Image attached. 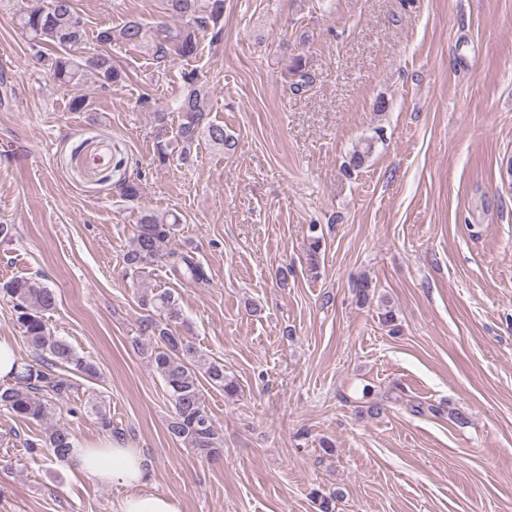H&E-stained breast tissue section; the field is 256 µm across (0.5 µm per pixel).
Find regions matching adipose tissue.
Here are the masks:
<instances>
[{"instance_id":"1","label":"adipose tissue","mask_w":512,"mask_h":512,"mask_svg":"<svg viewBox=\"0 0 512 512\" xmlns=\"http://www.w3.org/2000/svg\"><path fill=\"white\" fill-rule=\"evenodd\" d=\"M73 463L86 477L126 488L120 512H181L180 502L175 497L142 492V485L151 477L153 463L140 449L109 438L96 445L77 447Z\"/></svg>"}]
</instances>
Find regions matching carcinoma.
Listing matches in <instances>:
<instances>
[{
	"mask_svg": "<svg viewBox=\"0 0 512 512\" xmlns=\"http://www.w3.org/2000/svg\"><path fill=\"white\" fill-rule=\"evenodd\" d=\"M167 17L179 22L172 27L159 23L148 30L143 23L132 20L121 26L104 27L96 41L104 51L92 56L70 53L73 46L85 41L83 17L74 0H47L43 6L21 11L22 31L29 36L30 49L37 63L55 83L73 91L71 109L86 106L83 87L90 81L107 89L125 79L124 72L112 62L105 51L110 46L138 47L149 43L154 60L163 62L172 56L190 57L196 53L199 36L208 35L215 42L222 40L224 0H163ZM292 72L295 88L303 91L312 77L295 60ZM186 90L174 102V111L181 115L175 139L182 144L181 161L192 160L191 150L199 139L229 148L232 137L224 126L210 119L208 91L196 71L183 72ZM142 174L118 185L119 196L136 199L141 193ZM175 223L164 214L144 212L140 215L137 234L124 254L128 269L137 273L149 266L164 263L173 275L196 284H207L204 268L188 253L171 247ZM0 294L12 303L15 321L33 354V361L21 364L12 377L0 383V408L27 421L45 425L41 447L58 461H69L76 439L64 425L51 423L55 406L79 391L77 377L95 378L98 371L93 362L79 355L62 338L54 335L47 313L57 305L54 289L36 277H18L0 285ZM139 303L149 315L140 322L131 346L146 356L162 379L172 414L167 430L172 438L201 457L211 459L221 452L224 438L204 405L201 380L233 395L237 384L224 375V364L211 358L188 336L176 331L184 322L175 294L169 290L145 289ZM91 412L105 431H112V417L104 401H90Z\"/></svg>",
	"mask_w": 512,
	"mask_h": 512,
	"instance_id": "carcinoma-1",
	"label": "carcinoma"
}]
</instances>
